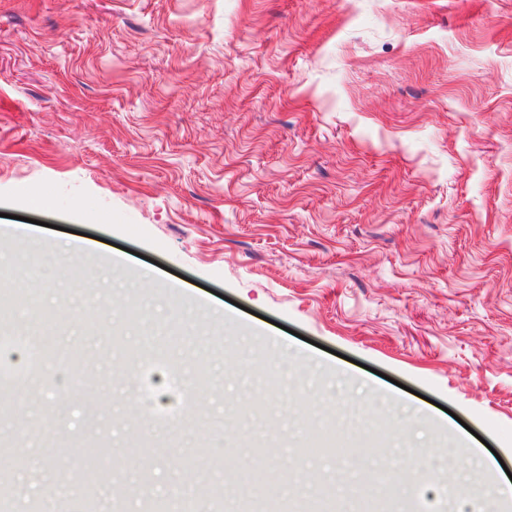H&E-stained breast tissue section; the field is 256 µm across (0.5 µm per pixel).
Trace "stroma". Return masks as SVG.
<instances>
[{
  "instance_id": "obj_1",
  "label": "stroma",
  "mask_w": 512,
  "mask_h": 512,
  "mask_svg": "<svg viewBox=\"0 0 512 512\" xmlns=\"http://www.w3.org/2000/svg\"><path fill=\"white\" fill-rule=\"evenodd\" d=\"M0 301V512H360L417 448L392 512H462L449 453L512 472V0H0Z\"/></svg>"
}]
</instances>
